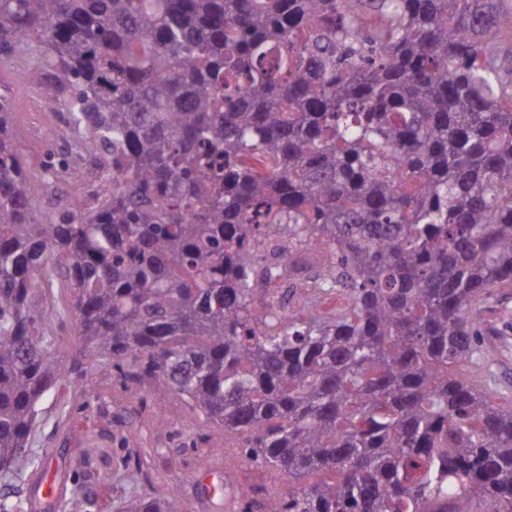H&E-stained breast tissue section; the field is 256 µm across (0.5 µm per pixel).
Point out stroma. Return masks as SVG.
Instances as JSON below:
<instances>
[{"mask_svg": "<svg viewBox=\"0 0 512 512\" xmlns=\"http://www.w3.org/2000/svg\"><path fill=\"white\" fill-rule=\"evenodd\" d=\"M0 85L11 93L20 144L35 167L70 157V134L50 143L30 139L44 117L41 93L23 69L0 65ZM54 302L46 330L71 362L77 357L74 315L63 301ZM480 342L497 390L512 395V286L498 289ZM81 371V379L40 404L27 464L0 477V496L14 512H89L91 497L101 512H124L137 498L172 492L184 512H249L252 502L287 490V476L253 463L225 441L222 427L196 424L188 406L165 389L124 382L112 363L85 364ZM209 479L221 485L220 494H205Z\"/></svg>", "mask_w": 512, "mask_h": 512, "instance_id": "1", "label": "stroma"}]
</instances>
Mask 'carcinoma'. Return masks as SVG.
<instances>
[{
	"instance_id": "1",
	"label": "carcinoma",
	"mask_w": 512,
	"mask_h": 512,
	"mask_svg": "<svg viewBox=\"0 0 512 512\" xmlns=\"http://www.w3.org/2000/svg\"><path fill=\"white\" fill-rule=\"evenodd\" d=\"M19 56L87 194L36 213L0 88L1 473L73 381L46 283L288 475L266 512H512V397L462 369L512 285V0H0Z\"/></svg>"
}]
</instances>
